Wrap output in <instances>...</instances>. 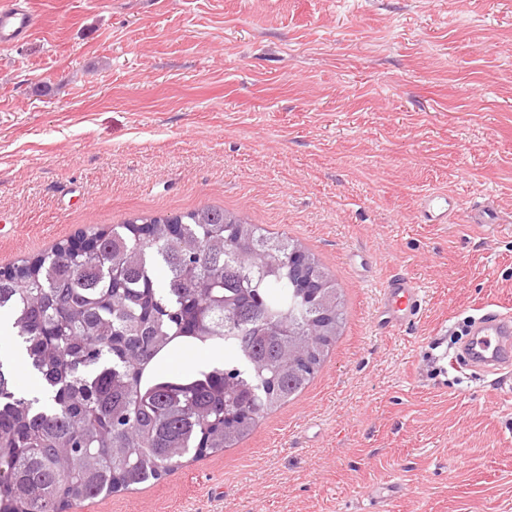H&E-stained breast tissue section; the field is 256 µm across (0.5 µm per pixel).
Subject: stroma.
Here are the masks:
<instances>
[{
    "label": "stroma",
    "instance_id": "1",
    "mask_svg": "<svg viewBox=\"0 0 512 512\" xmlns=\"http://www.w3.org/2000/svg\"><path fill=\"white\" fill-rule=\"evenodd\" d=\"M29 2L0 52V269L214 205L314 256L343 312L239 443L78 512H512V369L445 362L512 311V0ZM400 270L421 318L389 332ZM382 300L377 323L388 331L409 327L421 316V296L417 282L404 273H398L382 286Z\"/></svg>",
    "mask_w": 512,
    "mask_h": 512
}]
</instances>
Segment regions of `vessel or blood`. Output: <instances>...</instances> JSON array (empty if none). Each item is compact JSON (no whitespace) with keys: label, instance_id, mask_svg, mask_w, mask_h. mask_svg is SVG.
Wrapping results in <instances>:
<instances>
[{"label":"vessel or blood","instance_id":"obj_1","mask_svg":"<svg viewBox=\"0 0 512 512\" xmlns=\"http://www.w3.org/2000/svg\"><path fill=\"white\" fill-rule=\"evenodd\" d=\"M34 16L21 0H0V49L25 41L34 28ZM421 296L417 282L398 273L382 286L377 323L386 330L415 325L421 316ZM465 360L488 373L512 364V315L489 312L483 315L462 352Z\"/></svg>","mask_w":512,"mask_h":512}]
</instances>
